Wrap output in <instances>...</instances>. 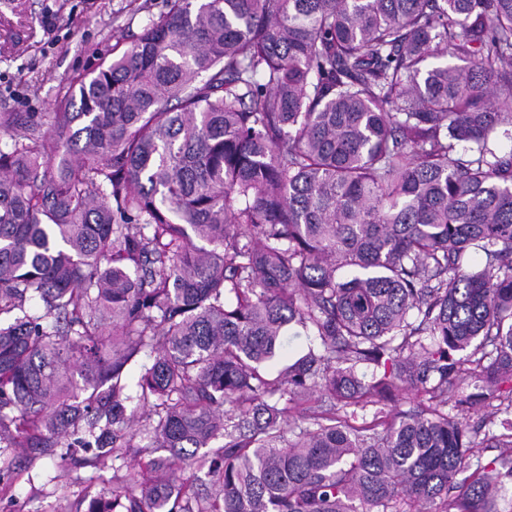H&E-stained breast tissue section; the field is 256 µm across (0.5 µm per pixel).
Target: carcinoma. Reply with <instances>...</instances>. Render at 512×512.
I'll return each instance as SVG.
<instances>
[{
    "label": "carcinoma",
    "mask_w": 512,
    "mask_h": 512,
    "mask_svg": "<svg viewBox=\"0 0 512 512\" xmlns=\"http://www.w3.org/2000/svg\"><path fill=\"white\" fill-rule=\"evenodd\" d=\"M504 138L512 0H167L56 111L0 113V445L136 461L73 512H501L512 454L457 483L448 393L512 382Z\"/></svg>",
    "instance_id": "carcinoma-1"
}]
</instances>
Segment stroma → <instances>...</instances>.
<instances>
[{
	"mask_svg": "<svg viewBox=\"0 0 512 512\" xmlns=\"http://www.w3.org/2000/svg\"><path fill=\"white\" fill-rule=\"evenodd\" d=\"M166 10V0H0V112L55 111L73 76ZM131 470L127 459L110 471L77 464L62 448L52 457L0 448V512H69Z\"/></svg>",
	"mask_w": 512,
	"mask_h": 512,
	"instance_id": "stroma-1",
	"label": "stroma"
}]
</instances>
